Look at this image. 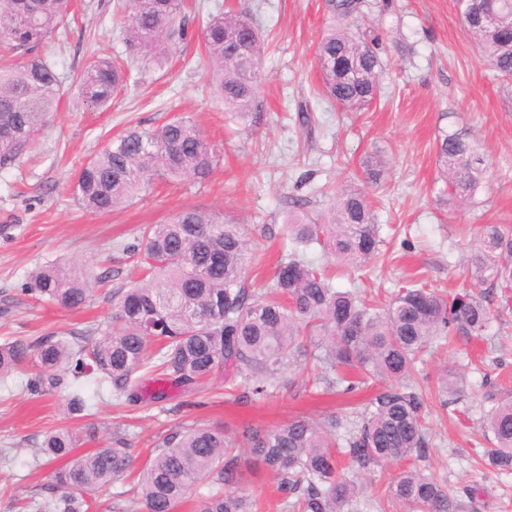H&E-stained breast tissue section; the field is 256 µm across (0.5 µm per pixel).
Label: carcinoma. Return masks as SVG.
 Segmentation results:
<instances>
[{"instance_id": "1", "label": "carcinoma", "mask_w": 512, "mask_h": 512, "mask_svg": "<svg viewBox=\"0 0 512 512\" xmlns=\"http://www.w3.org/2000/svg\"><path fill=\"white\" fill-rule=\"evenodd\" d=\"M342 20L355 0H330ZM71 0H3L0 4V167L20 161L39 128L63 97V78L42 47L69 22ZM184 0H131L124 17L130 45L160 54L186 32ZM500 12L497 23L478 24L474 12ZM461 21L482 54L503 79H512V0H464ZM374 38L352 37L332 28L318 46L325 93L343 109L361 112L380 93L381 62ZM204 45L218 75V92L233 116L256 122V89L264 40L241 16L218 13L206 22ZM246 55L253 81L243 80L236 56ZM121 68L98 59L85 68L80 93L88 104L105 107L123 86ZM437 161L448 194L470 199L486 172L479 145L464 134L444 132ZM220 161L214 145L192 122L176 118L155 131L134 129L114 140L82 167L75 195L85 211L111 213L147 191L155 180L203 182ZM317 244L337 262L362 268L378 252L380 239L368 198L347 184L336 191L328 224L291 220L289 250L270 287L248 288L244 273L249 250L243 225L219 212L186 209L163 224L146 225L136 248L144 255L143 275L114 295L116 333H89L73 345L49 335L0 344V376L27 357L40 375L32 387H57V372L74 379L96 374L112 386L115 399L162 401L176 388L195 394L220 369L263 396L280 380L285 360L313 364L315 383L342 395L380 379L378 393L356 419L296 418L274 429L248 428L239 436L206 425L177 429L156 444L139 473L137 494L145 512H178L193 487L205 480L209 493L193 512H252L238 493L244 470L239 448L279 477L286 512H373L389 501L402 512H464L476 496L458 491L416 467L404 470L384 489L379 502L358 500L359 489L336 453L366 470L384 462L422 458L429 439L423 398L411 383L431 348L452 333L481 334L491 316L477 288L486 284L512 301V231L486 228L470 254V288L453 295L420 287L401 288L378 310L355 290H338L325 270L306 260L299 247ZM30 290L57 305L75 309L88 297V276L74 266L48 264L31 277ZM447 396L460 398L458 374L447 369L439 381ZM487 429L494 447L483 464L512 473V398L491 409ZM80 435L64 428L44 438L40 452L64 465L51 476L47 512H86V494L127 474L131 458L121 438L85 455L74 454Z\"/></svg>"}]
</instances>
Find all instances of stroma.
Here are the masks:
<instances>
[{
	"label": "stroma",
	"mask_w": 512,
	"mask_h": 512,
	"mask_svg": "<svg viewBox=\"0 0 512 512\" xmlns=\"http://www.w3.org/2000/svg\"><path fill=\"white\" fill-rule=\"evenodd\" d=\"M125 0H81L79 19L53 36L43 53L65 78V94L20 162L0 168V343L55 334L79 341L101 327L117 331L112 294L123 287L136 258L130 253L145 224H161L182 209L216 211L247 228L251 262L248 287L272 281L287 235L289 215L328 223L333 190L353 181L371 201L380 249L361 270L337 266L336 288L360 289L384 307L402 284L443 292L469 283L467 258L486 225L512 228V82L496 79L460 22L456 0H359L345 21L354 36H377L381 95L363 112H348L322 89L317 46L332 20L328 0H190L187 34L161 59L130 47L117 18ZM232 11L250 16L266 44L260 63L257 110L250 127L225 112L211 91L212 69L204 51L208 15ZM100 58L123 60L132 74L111 105L98 109L79 95L86 66ZM194 122L219 149L208 182L158 183L105 214L86 213L74 186L79 167L131 129H157L171 119ZM458 131L479 144L487 161L480 188L467 202L448 195L437 162L438 137ZM385 161L377 182L362 163ZM49 263L82 268L95 284L86 303L64 309L25 292L32 272ZM493 314L479 336H457L435 351L414 377L425 393L430 444L418 463L391 461L358 472L366 497L378 498L400 472L417 465L453 488H478L479 512H512V473L497 475L479 464L492 447L483 420L495 401L512 397V305L487 293ZM462 373L461 399L441 407L443 367ZM28 364L0 378V512L43 504L52 473L62 463L42 457L44 436L58 428L82 434L78 454L125 438L135 470L176 427L200 423L239 433L268 429L298 416L325 417L341 408L364 407L374 388L336 396L316 387L302 359L284 366L266 397H242L231 371L217 372L196 395L178 390L165 401L117 403L111 386L84 384L90 416L67 409L72 381L61 373L56 388L34 393ZM495 380L487 389L484 378ZM277 477L257 466L247 470L243 491L257 512H280Z\"/></svg>",
	"instance_id": "35a3bbf8"
}]
</instances>
